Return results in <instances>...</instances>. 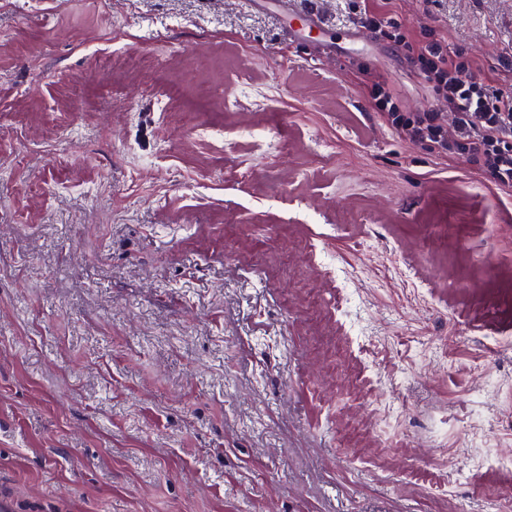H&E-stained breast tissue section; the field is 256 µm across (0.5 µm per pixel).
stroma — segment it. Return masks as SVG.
I'll use <instances>...</instances> for the list:
<instances>
[{"mask_svg":"<svg viewBox=\"0 0 512 512\" xmlns=\"http://www.w3.org/2000/svg\"><path fill=\"white\" fill-rule=\"evenodd\" d=\"M395 17L512 87V0ZM280 23L0 0L8 512H488L512 487L483 463L512 448V188L371 112L361 62L433 104L386 41L311 61Z\"/></svg>","mask_w":512,"mask_h":512,"instance_id":"1","label":"stroma"}]
</instances>
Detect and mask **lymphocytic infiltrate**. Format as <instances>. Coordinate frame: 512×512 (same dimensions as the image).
<instances>
[{"label": "lymphocytic infiltrate", "instance_id": "lymphocytic-infiltrate-1", "mask_svg": "<svg viewBox=\"0 0 512 512\" xmlns=\"http://www.w3.org/2000/svg\"><path fill=\"white\" fill-rule=\"evenodd\" d=\"M394 0H353V21L369 28L389 43L414 66L429 89L433 107L412 112L378 73L361 65L356 75L361 93L373 111L394 114V130L404 139L440 156L462 153L449 126H465L468 117L484 114L489 118L476 138L468 161L501 186L512 187V152H505L495 117L512 118V91L498 87L495 80L476 77L477 61L461 51L448 48V40L430 26H405L395 19ZM444 107L451 122L442 124L436 114Z\"/></svg>", "mask_w": 512, "mask_h": 512}]
</instances>
